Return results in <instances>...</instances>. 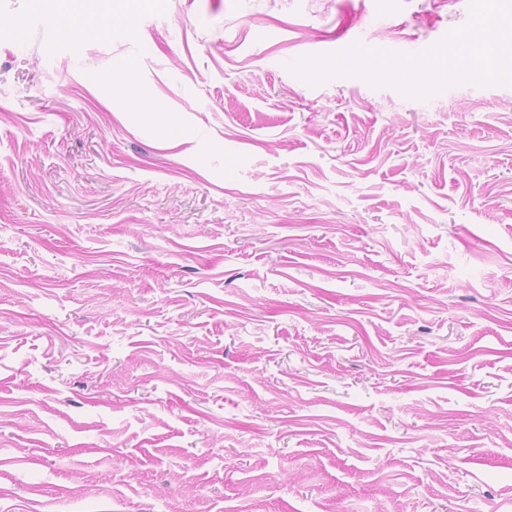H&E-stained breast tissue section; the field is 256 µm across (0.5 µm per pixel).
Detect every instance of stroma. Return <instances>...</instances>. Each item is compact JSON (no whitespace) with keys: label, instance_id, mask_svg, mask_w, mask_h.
<instances>
[{"label":"stroma","instance_id":"1","mask_svg":"<svg viewBox=\"0 0 512 512\" xmlns=\"http://www.w3.org/2000/svg\"><path fill=\"white\" fill-rule=\"evenodd\" d=\"M469 5L0 0V512H512V85L289 69Z\"/></svg>","mask_w":512,"mask_h":512}]
</instances>
